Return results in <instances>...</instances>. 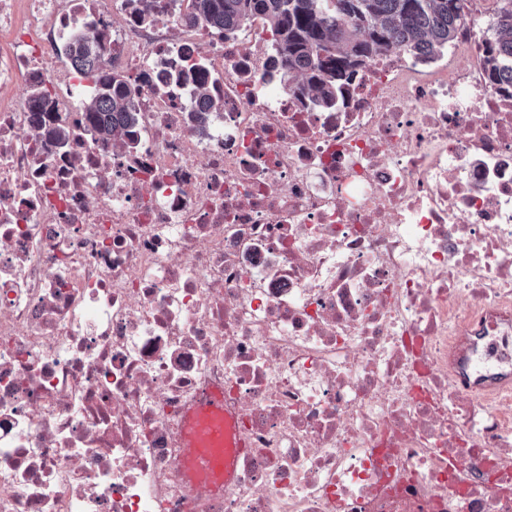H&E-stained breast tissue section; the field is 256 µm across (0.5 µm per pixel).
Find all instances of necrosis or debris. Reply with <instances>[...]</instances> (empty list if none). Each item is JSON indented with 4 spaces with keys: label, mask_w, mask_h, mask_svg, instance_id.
Instances as JSON below:
<instances>
[{
    "label": "necrosis or debris",
    "mask_w": 512,
    "mask_h": 512,
    "mask_svg": "<svg viewBox=\"0 0 512 512\" xmlns=\"http://www.w3.org/2000/svg\"><path fill=\"white\" fill-rule=\"evenodd\" d=\"M149 4L0 0V512H512V89L476 52L485 0L460 65L390 52L340 112ZM79 30L140 86L137 148L83 130ZM197 55L202 128L158 77ZM36 87L67 146L32 135ZM212 390L245 438L221 494L178 462ZM202 62V60L195 59L193 63L185 64L187 72L181 74H184L186 79L192 80L195 84V95L199 100L213 105L211 96L214 93V89L211 80L208 79L205 70L202 68Z\"/></svg>",
    "instance_id": "obj_1"
}]
</instances>
